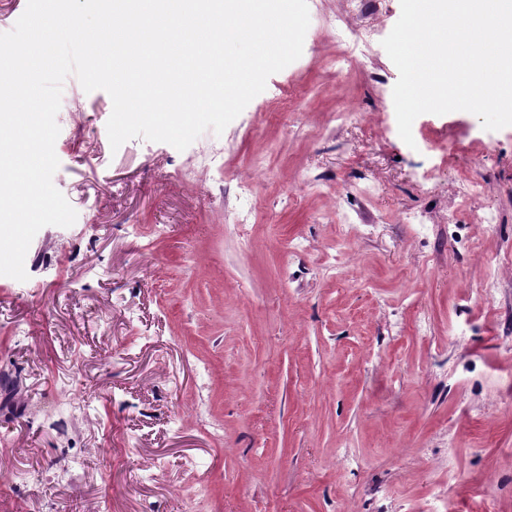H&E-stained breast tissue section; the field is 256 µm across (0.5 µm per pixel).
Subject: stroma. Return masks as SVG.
<instances>
[{
	"mask_svg": "<svg viewBox=\"0 0 512 512\" xmlns=\"http://www.w3.org/2000/svg\"><path fill=\"white\" fill-rule=\"evenodd\" d=\"M308 9L301 57L182 151L112 149L110 96L66 78L53 183L77 219L0 276V512H512V266L469 299L512 250V126L425 113L405 144L381 45L400 0ZM334 16L376 33L341 67ZM415 314L427 334H396ZM505 264H510L507 257H500L499 255H492L486 259L485 273L478 288H474L473 294L476 301L487 300L492 297L497 290V283L495 281V273L500 267Z\"/></svg>",
	"mask_w": 512,
	"mask_h": 512,
	"instance_id": "stroma-1",
	"label": "stroma"
}]
</instances>
